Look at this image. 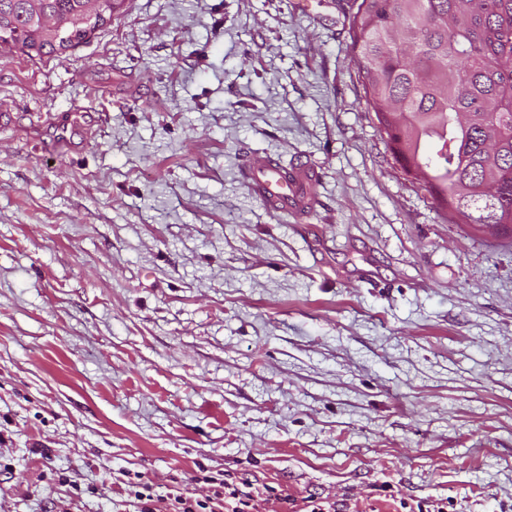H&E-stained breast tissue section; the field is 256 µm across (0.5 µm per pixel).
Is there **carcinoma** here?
<instances>
[{
    "label": "carcinoma",
    "mask_w": 512,
    "mask_h": 512,
    "mask_svg": "<svg viewBox=\"0 0 512 512\" xmlns=\"http://www.w3.org/2000/svg\"><path fill=\"white\" fill-rule=\"evenodd\" d=\"M125 0H0V48L60 58ZM378 131L451 224L512 232V0H350Z\"/></svg>",
    "instance_id": "carcinoma-1"
}]
</instances>
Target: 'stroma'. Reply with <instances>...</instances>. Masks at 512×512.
<instances>
[{"label": "stroma", "mask_w": 512, "mask_h": 512, "mask_svg": "<svg viewBox=\"0 0 512 512\" xmlns=\"http://www.w3.org/2000/svg\"><path fill=\"white\" fill-rule=\"evenodd\" d=\"M295 2L0 52V512L202 497L201 463L301 510L512 512V240L441 218L338 5ZM265 155L318 168L311 213L249 191Z\"/></svg>", "instance_id": "obj_1"}]
</instances>
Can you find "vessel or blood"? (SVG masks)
Wrapping results in <instances>:
<instances>
[{"mask_svg": "<svg viewBox=\"0 0 512 512\" xmlns=\"http://www.w3.org/2000/svg\"><path fill=\"white\" fill-rule=\"evenodd\" d=\"M244 179L249 191L276 213L301 214L316 201L319 173L310 164L288 169L268 157L250 163Z\"/></svg>", "mask_w": 512, "mask_h": 512, "instance_id": "obj_1", "label": "vessel or blood"}]
</instances>
